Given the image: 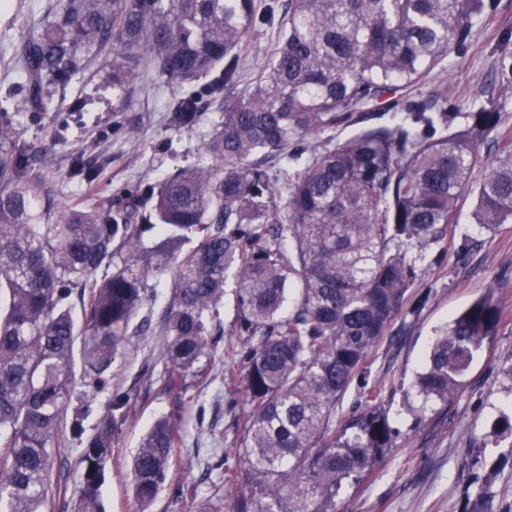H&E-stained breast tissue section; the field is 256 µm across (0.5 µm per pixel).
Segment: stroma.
Listing matches in <instances>:
<instances>
[{"mask_svg": "<svg viewBox=\"0 0 512 512\" xmlns=\"http://www.w3.org/2000/svg\"><path fill=\"white\" fill-rule=\"evenodd\" d=\"M58 0H0V121H11L17 144L53 164L41 173L54 204L87 198L113 201L126 190L157 184L180 167L197 164L203 145L219 116V105L203 98L195 123L175 126L172 109L180 97L157 72L130 66L139 77L128 91L112 84V60L96 51L82 53L77 70L50 81L47 110H23L25 77L6 69L12 46L35 27L52 22ZM512 29V0H497L495 11L477 18L464 55L445 63L448 100L469 103L489 86L498 66L500 38ZM91 157L98 173L87 184L76 173L79 156ZM472 198L460 200L455 224L449 225L447 250L439 264L427 267L418 284L426 302L405 306L383 340L372 349L369 382L386 377L410 381L428 351L437 327L453 318L497 286L503 320L496 335L475 359L465 389L441 416L417 420L401 396L386 397L389 418L396 430L372 473L346 487L336 498V512H461L465 496L479 483L480 470L471 461L478 452L499 459L496 490L512 500V449L489 446L491 424L499 412L512 411V383L503 370L512 364V224L497 233L481 230L471 220ZM174 281L170 267L146 282L145 312L151 329L130 337L126 351L112 366V381L126 387L142 373L152 376V391L121 426L101 489L106 512H137L130 487L134 454L153 421L178 414L184 444L175 452L176 477L194 484L197 495L172 501L160 494L149 512H197L210 494L208 470L221 450L230 447L228 395L224 387V354L216 352L207 366V380L193 389L194 398L175 408L163 388L160 331Z\"/></svg>", "mask_w": 512, "mask_h": 512, "instance_id": "stroma-1", "label": "stroma"}]
</instances>
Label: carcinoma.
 <instances>
[{"instance_id": "1", "label": "carcinoma", "mask_w": 512, "mask_h": 512, "mask_svg": "<svg viewBox=\"0 0 512 512\" xmlns=\"http://www.w3.org/2000/svg\"><path fill=\"white\" fill-rule=\"evenodd\" d=\"M495 0H62L41 31L12 47L27 78L24 104L45 107V85L77 68L84 49L112 45V80L129 82V53L167 82L205 80L224 100L204 157L122 207L75 204L33 211L42 184L0 123V512H66L54 476L64 426L84 444L79 512H103L100 488L120 427L152 382L112 385V365L135 323L150 274L174 269L162 324L165 388L181 408L192 377L224 335V286L236 280L237 319L224 347V382L240 396L236 442L212 466L197 512H335L336 496L392 447L381 386L366 383L370 352L386 335L433 248L444 254L462 196H475L484 230L512 224V130L498 101L448 104L433 77L461 56L474 19ZM259 25L275 45L263 67L242 50ZM500 97H512V53L498 63ZM186 91L171 120L196 119ZM497 156L480 179L481 147ZM154 232L147 247L143 237ZM122 257L121 264L116 258ZM502 319L495 288L439 331L404 397L418 418L445 410L465 388L475 356ZM359 406L336 417L352 384ZM110 392L91 432L95 397ZM494 444L512 439V414L493 421ZM183 434L157 419L132 459L141 512L194 486L171 477ZM487 469L462 512H512Z\"/></svg>"}]
</instances>
